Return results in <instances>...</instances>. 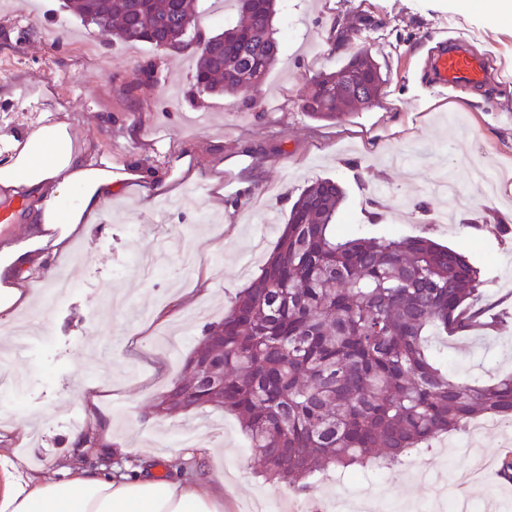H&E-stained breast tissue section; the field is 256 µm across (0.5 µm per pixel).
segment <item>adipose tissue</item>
I'll return each mask as SVG.
<instances>
[{
  "label": "adipose tissue",
  "instance_id": "ef3b65f1",
  "mask_svg": "<svg viewBox=\"0 0 512 512\" xmlns=\"http://www.w3.org/2000/svg\"><path fill=\"white\" fill-rule=\"evenodd\" d=\"M38 87L23 108V130L0 134V201L26 203L28 229L0 241V324L32 311L36 277L69 259L75 244L105 222L113 201L134 198L142 212L181 196L200 167L187 151L156 144L149 159L118 164L111 154L81 140L62 108L44 107ZM16 425L0 424V512H224V480H159L64 470L54 479L35 475L9 444Z\"/></svg>",
  "mask_w": 512,
  "mask_h": 512
}]
</instances>
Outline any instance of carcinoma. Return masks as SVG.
<instances>
[{
    "label": "carcinoma",
    "mask_w": 512,
    "mask_h": 512,
    "mask_svg": "<svg viewBox=\"0 0 512 512\" xmlns=\"http://www.w3.org/2000/svg\"><path fill=\"white\" fill-rule=\"evenodd\" d=\"M238 19L204 38L194 0H70L83 22L131 45L154 21L179 50L200 46L195 82L211 94L258 88L275 64V0H234ZM311 78L302 101L317 120L349 115L372 89ZM344 203L332 179L293 203L275 251L224 318L205 329L181 376L196 400L234 415L270 480L306 492L329 470L399 463L411 449L466 428L477 415L512 423V373L488 385L448 375L432 350L444 336L492 330L484 279L465 256L430 238L356 237L338 230ZM165 417L188 408L179 389L154 403Z\"/></svg>",
    "instance_id": "carcinoma-1"
}]
</instances>
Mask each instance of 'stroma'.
<instances>
[{"label":"stroma","mask_w":512,"mask_h":512,"mask_svg":"<svg viewBox=\"0 0 512 512\" xmlns=\"http://www.w3.org/2000/svg\"><path fill=\"white\" fill-rule=\"evenodd\" d=\"M65 0H0V133L22 130L18 102L47 85L51 105L78 134L122 163L136 154L128 127L194 151L200 178L181 198L143 214L113 203L102 226L78 244L58 272L72 284L56 297L38 284L26 339L0 329V355L18 375L0 386V418L26 431L19 449L38 474L64 468L108 472L150 467L155 477L221 475L229 512L257 499L268 512H512V481L495 473L507 450L502 431L468 439L451 432L401 465L351 469L317 481L311 494L258 476L255 452L237 420L205 408L156 416L154 399L180 376L206 324L256 277L302 189L322 178L346 194L340 222L357 236L424 235L481 269L488 301L511 317L497 329L452 336L437 346L461 382L512 372V17H491L477 0H280L274 19L279 57L258 96L209 95L195 87V55L131 46L83 25ZM349 33L346 42L337 30ZM469 45L487 59L480 87H439L426 62L444 43ZM364 47L385 83L372 106L333 123L310 117L301 98L311 76L333 72ZM151 70V80L136 76ZM225 159L224 195L209 177ZM209 274L208 294L169 321L155 307ZM110 383V441L89 445L95 429L79 402L89 384ZM199 429L209 456L168 457L183 431Z\"/></svg>","instance_id":"35a3bbf8"}]
</instances>
